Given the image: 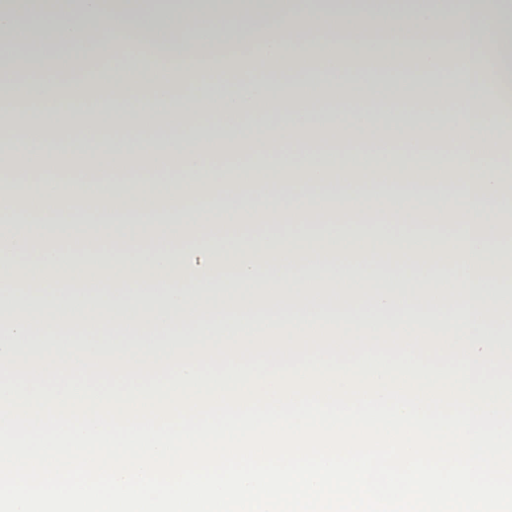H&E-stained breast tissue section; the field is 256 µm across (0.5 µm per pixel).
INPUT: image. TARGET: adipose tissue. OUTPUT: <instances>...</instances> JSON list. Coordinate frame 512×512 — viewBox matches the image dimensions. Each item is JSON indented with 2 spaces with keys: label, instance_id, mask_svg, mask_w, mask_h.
I'll list each match as a JSON object with an SVG mask.
<instances>
[{
  "label": "adipose tissue",
  "instance_id": "adipose-tissue-1",
  "mask_svg": "<svg viewBox=\"0 0 512 512\" xmlns=\"http://www.w3.org/2000/svg\"><path fill=\"white\" fill-rule=\"evenodd\" d=\"M189 23L155 13L143 19L130 0H75L74 12L32 9V0H0V71L24 64L29 77L0 84L28 109L7 126L21 165L41 174L46 215L71 218L76 199L109 215L137 213L112 247L68 248L44 234L33 246L26 225L0 231V307L215 304L279 297L334 286L380 284L391 270L400 286H437L450 268L455 286L512 282V222L486 203L512 186V148L503 134L512 114V0H193ZM448 30L485 73L478 97L488 114L432 111L445 79L434 35ZM393 45L412 51L396 67ZM120 51L118 63L151 71L149 87L97 76L74 80L77 59ZM366 54V80L336 86L348 110L315 112L323 76ZM233 56L217 72L215 60ZM53 67L63 84L43 80ZM203 104L183 111L180 95ZM91 109L75 112L71 97ZM281 113L271 116L270 105ZM80 129L78 137L66 127ZM163 129V140L136 150L124 134ZM57 150L80 175L61 192ZM146 153L150 169L107 195L101 175ZM388 164L394 177L373 172ZM447 170L455 204L448 221L421 207ZM228 198H298L296 224H189L179 234L152 223L156 193L196 214L202 190ZM369 199L383 208H366ZM485 223H476L475 213ZM211 275L200 276V267Z\"/></svg>",
  "mask_w": 512,
  "mask_h": 512
}]
</instances>
